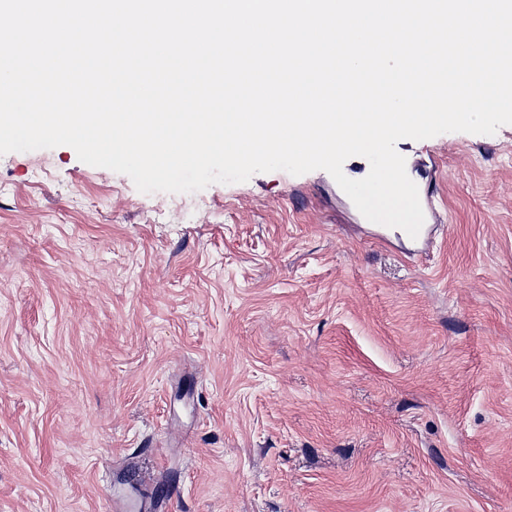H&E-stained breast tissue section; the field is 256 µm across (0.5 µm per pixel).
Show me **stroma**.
Returning <instances> with one entry per match:
<instances>
[{
    "label": "stroma",
    "mask_w": 512,
    "mask_h": 512,
    "mask_svg": "<svg viewBox=\"0 0 512 512\" xmlns=\"http://www.w3.org/2000/svg\"><path fill=\"white\" fill-rule=\"evenodd\" d=\"M396 149L421 243L322 170L0 155V512H512V125Z\"/></svg>",
    "instance_id": "35a3bbf8"
}]
</instances>
